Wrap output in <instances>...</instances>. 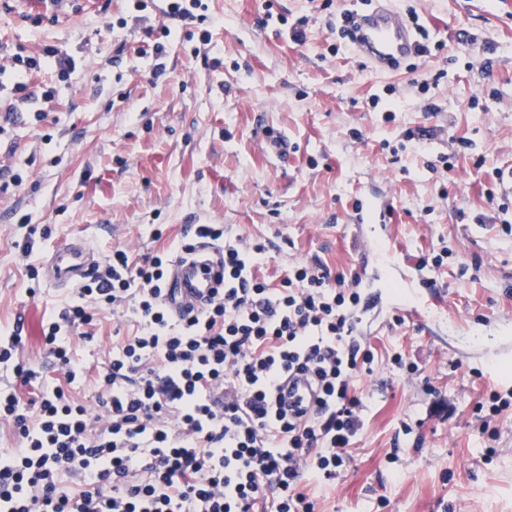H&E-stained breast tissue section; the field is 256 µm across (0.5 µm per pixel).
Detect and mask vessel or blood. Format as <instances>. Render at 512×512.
<instances>
[{
	"label": "vessel or blood",
	"mask_w": 512,
	"mask_h": 512,
	"mask_svg": "<svg viewBox=\"0 0 512 512\" xmlns=\"http://www.w3.org/2000/svg\"><path fill=\"white\" fill-rule=\"evenodd\" d=\"M368 9L352 13L354 51L380 71H393L419 53L418 39L399 11L387 0H371ZM197 259L177 263L169 285L175 290L171 306L181 310L188 302L207 297L222 285L221 255L215 249L198 248ZM98 263L95 253L83 240L75 239L50 253L43 264L46 282L58 288L78 286Z\"/></svg>",
	"instance_id": "vessel-or-blood-1"
}]
</instances>
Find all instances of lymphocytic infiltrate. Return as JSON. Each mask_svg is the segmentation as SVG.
I'll list each match as a JSON object with an SVG mask.
<instances>
[{"mask_svg":"<svg viewBox=\"0 0 512 512\" xmlns=\"http://www.w3.org/2000/svg\"><path fill=\"white\" fill-rule=\"evenodd\" d=\"M206 0H170L152 46L164 73L175 24L201 26ZM75 59L56 46L22 54L0 42V76L12 74L11 111H53ZM220 250L224 286L183 312L167 302L173 266L197 245ZM265 245L228 239L223 225H190L166 252L134 259L113 248L102 267L41 323L59 375L43 383L20 332L0 336V368L33 397L0 390V419L19 447L0 454V512H316L303 481L335 479L364 429L355 381L375 353L357 332L356 283L320 263H299L279 282L258 274ZM104 310L136 329L112 344L90 411L70 393L83 366L70 342ZM302 374L319 391L309 413L284 411L281 380Z\"/></svg>","mask_w":512,"mask_h":512,"instance_id":"obj_1","label":"lymphocytic infiltrate"}]
</instances>
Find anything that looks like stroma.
I'll return each instance as SVG.
<instances>
[{"mask_svg":"<svg viewBox=\"0 0 512 512\" xmlns=\"http://www.w3.org/2000/svg\"><path fill=\"white\" fill-rule=\"evenodd\" d=\"M208 5L223 24L205 56L175 32L155 82L138 51L145 27L162 22L156 12L135 24L128 0H0V38L77 61L54 112L41 122L20 112L0 134V169L23 177L0 188V333L22 325L26 357L52 375L41 321L68 291L29 269L72 239L105 256L117 245L162 252L188 224L262 237L271 281L315 259L369 278L364 334L376 359L356 380L365 426L335 481L308 485L319 512H512V408L486 423L474 411L490 391L512 390V233L502 226L512 209L487 199L493 169L512 165V5L395 0L436 51L384 73L336 37L349 0ZM33 11L47 13L42 26L25 22ZM429 75L436 84L422 88ZM417 129L429 138L407 140ZM274 131L288 137L286 159L268 147ZM362 197L387 201L399 269H372L377 231L356 221ZM431 251L443 265L418 267ZM407 272L434 283L436 313L403 316L413 296L389 284ZM131 331L106 311L92 339L73 337L87 368L76 400L96 406L112 339ZM396 352L421 375L399 380Z\"/></svg>","mask_w":512,"mask_h":512,"instance_id":"1","label":"stroma"}]
</instances>
